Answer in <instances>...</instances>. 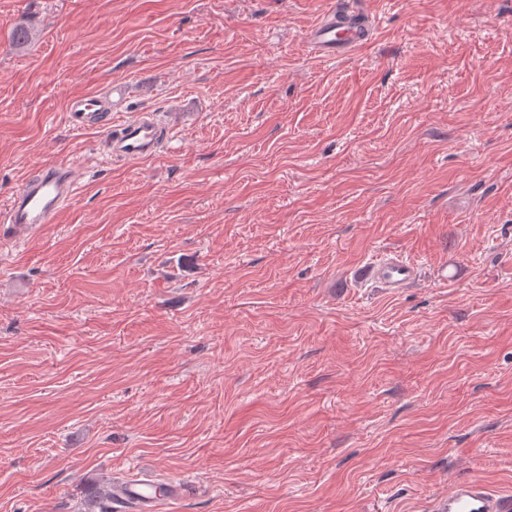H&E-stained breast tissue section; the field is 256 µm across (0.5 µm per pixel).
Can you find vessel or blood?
<instances>
[{
  "label": "vessel or blood",
  "instance_id": "1",
  "mask_svg": "<svg viewBox=\"0 0 512 512\" xmlns=\"http://www.w3.org/2000/svg\"><path fill=\"white\" fill-rule=\"evenodd\" d=\"M367 36L364 24L355 18L328 13L306 35V44L320 58H336L353 51ZM72 125L79 129L104 128L109 132L112 156L126 162H140L155 155L161 137L158 121L144 114H134L113 123L105 99L92 95L70 102ZM84 176L83 171L68 163H46L29 176L16 190L0 222L26 232L38 224L55 222L70 204ZM365 280L395 293L410 287L419 278L417 263L400 256H388L370 263ZM114 512H159L162 504L179 499L184 488L174 480H162L139 472L114 477L109 487ZM431 512H512V497L487 483L464 479L453 483L446 495L437 498Z\"/></svg>",
  "mask_w": 512,
  "mask_h": 512
}]
</instances>
